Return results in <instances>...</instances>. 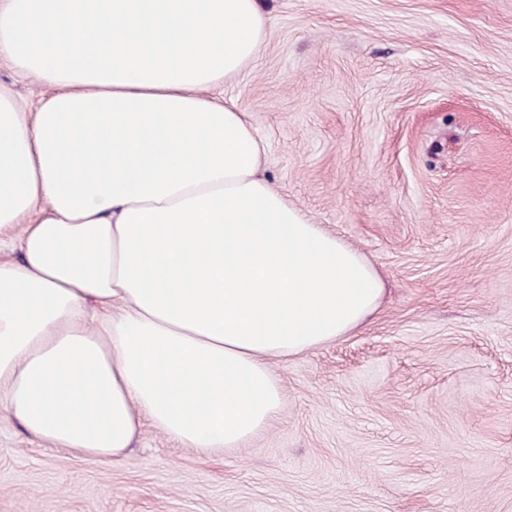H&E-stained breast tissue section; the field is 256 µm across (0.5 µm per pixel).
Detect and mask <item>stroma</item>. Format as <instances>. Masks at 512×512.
<instances>
[{"label":"stroma","mask_w":512,"mask_h":512,"mask_svg":"<svg viewBox=\"0 0 512 512\" xmlns=\"http://www.w3.org/2000/svg\"><path fill=\"white\" fill-rule=\"evenodd\" d=\"M266 3L221 92L379 309L274 361L282 411L235 449L148 427L99 463L1 415L0 512H512V0ZM0 86L52 93L3 60Z\"/></svg>","instance_id":"1"}]
</instances>
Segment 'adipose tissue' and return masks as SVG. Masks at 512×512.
Returning a JSON list of instances; mask_svg holds the SVG:
<instances>
[{
  "label": "adipose tissue",
  "mask_w": 512,
  "mask_h": 512,
  "mask_svg": "<svg viewBox=\"0 0 512 512\" xmlns=\"http://www.w3.org/2000/svg\"><path fill=\"white\" fill-rule=\"evenodd\" d=\"M260 0H0V402L31 437L124 456L150 426L205 453L282 408L273 360L362 326L383 284L262 174L211 97L256 59ZM0 86L11 89L25 109L33 108L40 99L57 91L45 86L35 76L16 71L3 58L0 61Z\"/></svg>",
  "instance_id": "adipose-tissue-1"
}]
</instances>
